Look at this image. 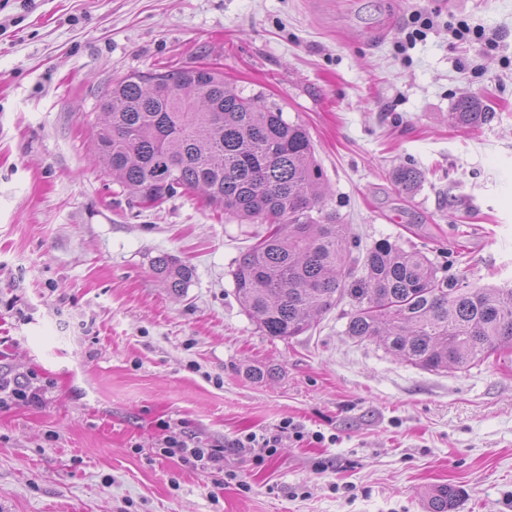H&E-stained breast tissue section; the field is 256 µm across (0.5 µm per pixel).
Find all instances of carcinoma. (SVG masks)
<instances>
[{
    "label": "carcinoma",
    "mask_w": 512,
    "mask_h": 512,
    "mask_svg": "<svg viewBox=\"0 0 512 512\" xmlns=\"http://www.w3.org/2000/svg\"><path fill=\"white\" fill-rule=\"evenodd\" d=\"M100 110L93 161L140 206L199 193L215 211L267 225L234 271L236 297L266 335L298 336L348 295L357 306L345 334L376 339L421 369L465 372L512 354V286L463 288L423 252L387 240L353 251L349 225L321 207L324 176L307 128L264 92L229 85L217 67L149 69L114 80ZM449 118L476 127L494 112L464 95ZM423 179L412 167L392 172L407 194ZM152 266L175 294L194 274L168 254ZM460 497L438 485L428 512H455Z\"/></svg>",
    "instance_id": "obj_1"
}]
</instances>
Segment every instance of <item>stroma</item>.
<instances>
[{"label":"stroma","instance_id":"obj_1","mask_svg":"<svg viewBox=\"0 0 512 512\" xmlns=\"http://www.w3.org/2000/svg\"><path fill=\"white\" fill-rule=\"evenodd\" d=\"M202 63L306 125L361 246L512 284V0H0V376L43 394L0 404V512H426L442 483L456 512H512V355L421 369L345 336L350 297L264 335L233 277L264 225L193 196L139 209L93 164L113 80ZM464 94L493 120L452 126ZM398 166L424 172L414 194ZM163 253L195 269L181 294ZM288 419L303 440L225 449L219 486L157 453L164 421L212 444Z\"/></svg>","mask_w":512,"mask_h":512}]
</instances>
